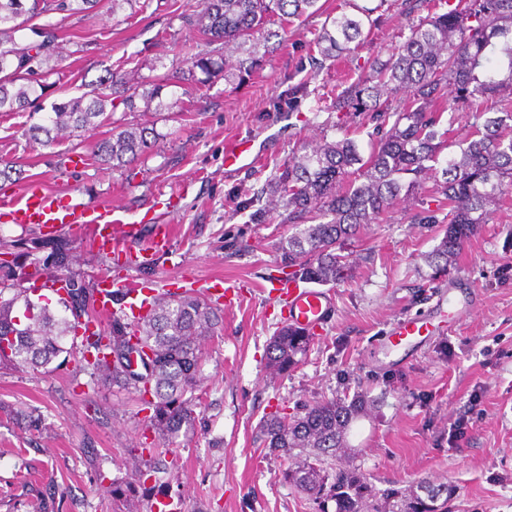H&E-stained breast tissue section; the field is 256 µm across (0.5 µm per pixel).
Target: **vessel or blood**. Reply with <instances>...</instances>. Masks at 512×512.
<instances>
[{"label": "vessel or blood", "instance_id": "vessel-or-blood-1", "mask_svg": "<svg viewBox=\"0 0 512 512\" xmlns=\"http://www.w3.org/2000/svg\"><path fill=\"white\" fill-rule=\"evenodd\" d=\"M5 218L11 224H35L50 230L69 229L97 242L101 250L127 251L135 248L134 266L151 263L155 250L167 247L168 228L156 233L149 247H139L141 227L126 222L119 210L112 208H91L73 200L69 194H55L39 189L26 192L17 207L6 212ZM122 288L126 296L121 306L112 302L113 289ZM97 310L101 319L111 318L113 312H121L126 318L137 320L145 317L152 308L154 290L139 286L127 276H104L96 283ZM29 293L42 297H64V281L57 276L39 274L27 285ZM277 298L281 316L291 327L315 334L322 330L335 312V298L331 290L313 288L306 282L291 280L280 283ZM435 331L427 318L407 315L398 319L381 344L386 353H409L414 345L424 341Z\"/></svg>", "mask_w": 512, "mask_h": 512}]
</instances>
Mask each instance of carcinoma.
I'll return each mask as SVG.
<instances>
[{
    "instance_id": "obj_1",
    "label": "carcinoma",
    "mask_w": 512,
    "mask_h": 512,
    "mask_svg": "<svg viewBox=\"0 0 512 512\" xmlns=\"http://www.w3.org/2000/svg\"><path fill=\"white\" fill-rule=\"evenodd\" d=\"M99 0H0V112H20L47 97L53 69H43L44 54L56 36L50 32L37 43L21 44L15 34L35 17L54 10L82 13ZM319 0H202L197 24L208 36L206 48L191 60V82L204 86L220 71L249 70L259 61L261 39L272 38L268 26L307 12L317 13ZM387 0L374 6L349 0L348 9L328 19L313 39V50L324 60L353 51L365 23ZM409 35L400 44L367 61L357 80L336 90L332 102L317 111L368 112L388 130L365 157L347 137L322 138L310 150L293 155L268 181L265 195L288 211L295 232L281 239L279 250L290 278L318 285L341 280L349 265L346 242L363 224H372L402 198L414 195L422 177L452 146V129H440L442 114L467 107L474 138L442 168V194L448 200V227L431 254L438 271L448 266L475 227L485 222L488 207L496 204L504 186H512V0H452L448 10L417 23L408 22ZM122 65L107 71L98 92L51 103L44 123L25 130L29 140L52 147L59 135L100 126V117L113 103L110 91L124 84ZM170 83H157L146 96L156 110L177 105L175 92L163 95ZM496 103L495 115L484 108ZM157 138L148 128L127 127L112 120L109 134L99 140L95 161L114 170L150 153ZM264 195L244 194L240 207H256L251 219L267 220ZM70 248L62 245L44 270L67 282V298L60 301L70 315L59 316L47 302L33 300L21 287L23 273L0 275L15 285L10 298L0 295V370L46 373L62 354H71L64 340L80 328L97 323L91 284L94 276L73 269ZM224 312L197 291L164 293L154 298L151 313L131 324L112 316L91 335H83L80 363L95 384H112L133 395L138 411L149 412L156 439L140 443L137 485H118L112 496L136 489L154 491L159 483L160 458L169 442L195 423L200 402L202 342L218 335ZM310 334L281 325L266 347V367L273 377L284 376L306 354ZM139 357L133 369L131 355ZM364 400L333 398L305 405L289 414L278 409L259 424L258 439L269 453L288 456L307 451L308 461L284 473L307 492L319 507L333 501L336 512H380L376 493L353 467H324V459L346 447L352 420L364 412ZM400 501V512H448V499L435 501L412 490L390 489L382 499Z\"/></svg>"
}]
</instances>
